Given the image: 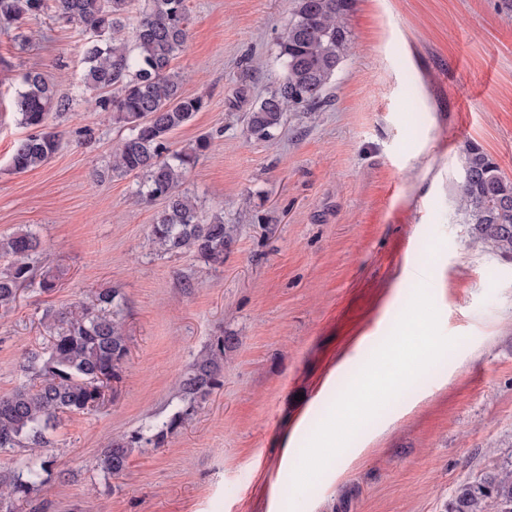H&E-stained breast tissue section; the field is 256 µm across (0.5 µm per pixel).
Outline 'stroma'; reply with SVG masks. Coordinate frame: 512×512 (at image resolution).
Returning <instances> with one entry per match:
<instances>
[{"instance_id": "obj_1", "label": "stroma", "mask_w": 512, "mask_h": 512, "mask_svg": "<svg viewBox=\"0 0 512 512\" xmlns=\"http://www.w3.org/2000/svg\"><path fill=\"white\" fill-rule=\"evenodd\" d=\"M187 7L174 65L206 106L171 142L211 139L183 189L224 219L220 264L160 250L161 203L106 175L121 131L78 94L79 30L50 12L22 43L0 24V236L35 230L38 267L60 273L0 315V395L45 342V313L113 288L129 337L104 403L49 434L51 473L21 512H450L460 485L512 462V258L458 206L468 144L512 179V0H355L325 105L285 113L271 142L246 116L284 76L291 0ZM30 70L76 102L52 120L55 155L18 173ZM411 316L417 373L364 419L333 420L366 369L398 370L383 352ZM219 338L220 387L173 423L179 377ZM166 421L123 474L96 469L113 440Z\"/></svg>"}]
</instances>
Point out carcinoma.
<instances>
[{
  "label": "carcinoma",
  "instance_id": "cac0c4a2",
  "mask_svg": "<svg viewBox=\"0 0 512 512\" xmlns=\"http://www.w3.org/2000/svg\"><path fill=\"white\" fill-rule=\"evenodd\" d=\"M354 0H294L291 20L279 42L285 75L277 89L263 98L246 118L248 133L260 140L275 137L284 114L303 108L317 111L324 93L346 56L350 38L344 18ZM54 4L58 14L91 34L84 44L86 69L82 83L95 93L94 106L112 124L126 131L112 153L115 177H142L137 195L145 202L160 200L163 208L150 225L149 236L165 252L195 251L208 263L224 261V221L204 224L199 207L181 185L189 169L209 150L200 138L187 149L170 148V135L191 120L205 102L184 92V79L172 62L189 37L187 0H145L130 22V0H0V20L23 24ZM72 99L57 95L36 71L23 77L14 99L20 123L30 130L11 156V167L25 172L45 164L57 151L58 134L50 119L71 109ZM459 207L472 225L476 240L493 252L512 255V180L479 146L466 149ZM40 246L35 233L20 230L0 238V311L13 308L19 288L32 281L31 259ZM48 344L27 353L25 381L0 396V452L16 448L36 452L46 446L45 433L64 414L88 413L104 398V385L119 376L128 354L115 290L96 294L91 306L44 317ZM224 340L198 358L179 381L189 407L218 384ZM169 425L120 438L96 460L106 476L125 471L134 444L158 442ZM52 460L27 465L0 483V512H17V503L41 490L42 473ZM498 512H512V468L505 467L477 485L461 487L451 512H484L487 500Z\"/></svg>",
  "mask_w": 512,
  "mask_h": 512
}]
</instances>
